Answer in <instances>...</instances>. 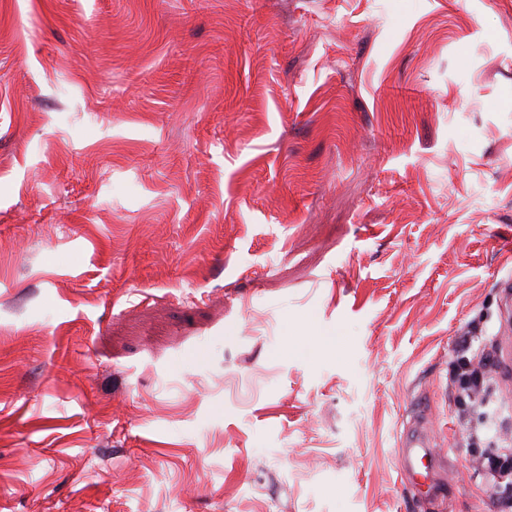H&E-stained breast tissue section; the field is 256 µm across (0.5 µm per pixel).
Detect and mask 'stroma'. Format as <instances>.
<instances>
[{
  "mask_svg": "<svg viewBox=\"0 0 512 512\" xmlns=\"http://www.w3.org/2000/svg\"><path fill=\"white\" fill-rule=\"evenodd\" d=\"M508 237L512 0H0V512H498ZM476 340L478 337L472 336V332H462L457 355L449 365V390L459 420L466 418L467 409L475 411L486 406L488 372L498 367L497 358L488 354V339ZM409 408L413 414V423L407 427L401 439L400 475L416 489H421L423 486L433 489L436 479V460L430 452L431 433L427 430L425 421L421 420L424 406L416 407L415 403H410ZM427 457H430V465L423 463ZM419 461L421 467L418 466ZM484 434L477 429H472L470 433L471 448L478 451V460L482 471L487 476V486L495 491L498 488H504L512 485V444L511 440L501 448H483L485 439Z\"/></svg>",
  "mask_w": 512,
  "mask_h": 512,
  "instance_id": "1",
  "label": "stroma"
}]
</instances>
